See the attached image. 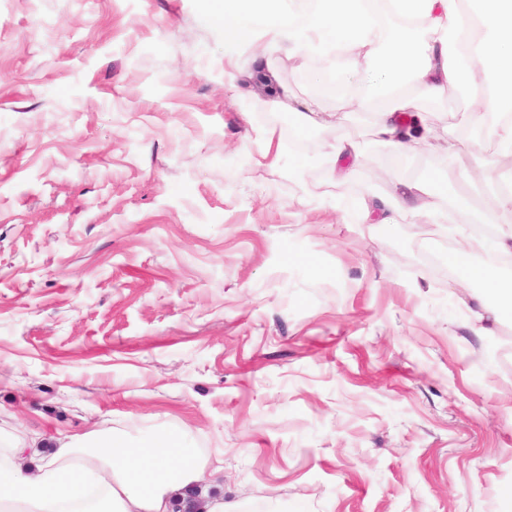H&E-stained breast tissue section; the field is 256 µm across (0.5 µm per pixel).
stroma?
Returning <instances> with one entry per match:
<instances>
[{
	"mask_svg": "<svg viewBox=\"0 0 512 512\" xmlns=\"http://www.w3.org/2000/svg\"><path fill=\"white\" fill-rule=\"evenodd\" d=\"M202 0H0V441L92 428L174 435L251 512H512V324L475 335L458 274L494 207L472 173L471 96L418 101L458 158H404L366 109L305 126L230 81ZM273 130L279 160L266 156ZM358 147L331 181L329 142ZM478 198L452 236L359 224L383 173Z\"/></svg>",
	"mask_w": 512,
	"mask_h": 512,
	"instance_id": "35a3bbf8",
	"label": "stroma"
}]
</instances>
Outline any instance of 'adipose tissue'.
Wrapping results in <instances>:
<instances>
[{"instance_id":"1","label":"adipose tissue","mask_w":512,"mask_h":512,"mask_svg":"<svg viewBox=\"0 0 512 512\" xmlns=\"http://www.w3.org/2000/svg\"><path fill=\"white\" fill-rule=\"evenodd\" d=\"M209 19L224 35L225 56L253 48L257 56L282 49L298 69L324 61L339 65V80L360 75L378 85L379 96L351 93L343 106L377 111L374 137L395 156L433 145L439 132L417 110L415 99L470 90L474 143L491 142L495 153H512V0H210ZM480 40H470L472 29ZM387 195L362 199V224H399L432 218L445 191L434 176L404 179L389 173ZM498 203L496 249L512 253V174L486 179ZM459 271L462 301L512 321V275L494 258L472 263L449 253ZM55 450H37L0 462V512H60L65 502L87 498L86 512H174L199 484L205 466L194 449L174 438L145 436L137 442L96 430L57 438Z\"/></svg>"}]
</instances>
